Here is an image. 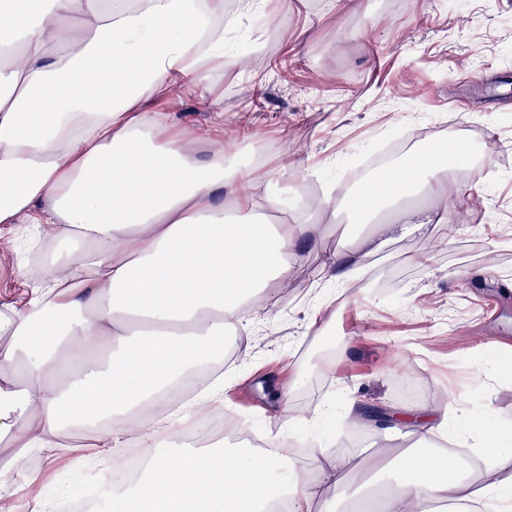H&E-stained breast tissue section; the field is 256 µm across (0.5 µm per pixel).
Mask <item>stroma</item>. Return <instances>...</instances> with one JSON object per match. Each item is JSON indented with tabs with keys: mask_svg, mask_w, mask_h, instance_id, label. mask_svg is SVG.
I'll return each instance as SVG.
<instances>
[{
	"mask_svg": "<svg viewBox=\"0 0 512 512\" xmlns=\"http://www.w3.org/2000/svg\"><path fill=\"white\" fill-rule=\"evenodd\" d=\"M359 3L278 0L242 27L252 51L215 70L204 95L154 104L173 131L195 134L198 157L220 148L243 162L250 141L267 144L251 194L288 169L280 189L307 243L288 280L274 284L276 304L244 317L222 363L221 410L225 421L300 447L316 423L328 455L347 460L349 496L376 478L375 449L389 447L395 460L411 454L396 413L444 403L449 392L464 399L455 428L485 419L512 434V0ZM452 126L469 151L448 171L460 192L428 207L452 211L453 223L410 228L368 255L358 277L328 285L331 318L316 324L323 264L381 231L353 223L345 206L344 195L366 200L372 185L351 182L357 159L388 144L408 159L425 154ZM34 233L30 224L0 226V306L38 287L44 266L34 254L62 250ZM287 384L283 403L277 393ZM348 394L393 420L342 431L328 407ZM96 436L67 432L51 457L0 441V466L18 487L14 512H32L50 494L75 495L102 458ZM77 454L79 471L69 465Z\"/></svg>",
	"mask_w": 512,
	"mask_h": 512,
	"instance_id": "35a3bbf8",
	"label": "stroma"
}]
</instances>
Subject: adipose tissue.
Returning a JSON list of instances; mask_svg holds the SVG:
<instances>
[{
  "label": "adipose tissue",
  "mask_w": 512,
  "mask_h": 512,
  "mask_svg": "<svg viewBox=\"0 0 512 512\" xmlns=\"http://www.w3.org/2000/svg\"><path fill=\"white\" fill-rule=\"evenodd\" d=\"M15 50L0 60V224L45 225L78 242L69 276L51 261L43 287L0 310V441L52 452L70 426L105 424L110 469L138 440L140 479L113 489L109 512H314L341 497V463L319 476L298 470L291 444L268 434L274 454L241 448H156L159 430L182 429L222 401L209 387L169 410L190 377H207L226 332L252 305H270L306 242L300 224H260L252 197L226 209L223 188L252 181L254 168L223 151L193 157L185 136L161 138L165 115L152 96L201 94L224 49V0H0ZM442 152L416 157L374 187L362 222L425 192L447 194ZM462 399L419 408L405 423L425 455L405 458L385 512H493L501 482L442 466L431 453L447 437ZM97 477L108 481L109 471Z\"/></svg>",
  "instance_id": "ef3b65f1"
}]
</instances>
